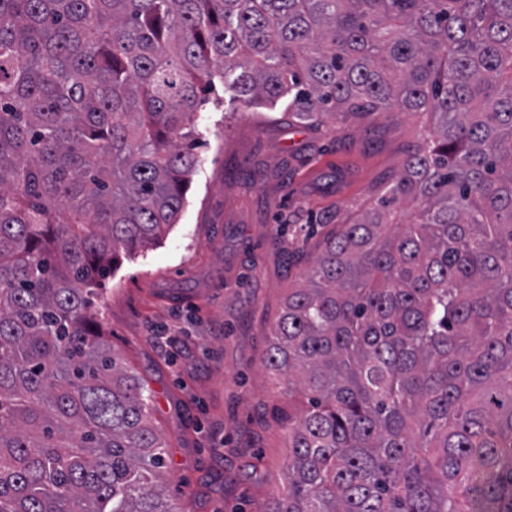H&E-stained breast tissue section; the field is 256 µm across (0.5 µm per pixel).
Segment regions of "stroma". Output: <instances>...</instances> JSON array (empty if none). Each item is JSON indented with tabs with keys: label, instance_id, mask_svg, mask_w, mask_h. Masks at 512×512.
Masks as SVG:
<instances>
[{
	"label": "stroma",
	"instance_id": "obj_1",
	"mask_svg": "<svg viewBox=\"0 0 512 512\" xmlns=\"http://www.w3.org/2000/svg\"><path fill=\"white\" fill-rule=\"evenodd\" d=\"M425 113L299 124L216 80L194 116L177 224L115 270L97 302L113 348L153 394L167 495L182 512H256L287 482L288 398L263 363L289 288L331 229L376 207Z\"/></svg>",
	"mask_w": 512,
	"mask_h": 512
}]
</instances>
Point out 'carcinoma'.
<instances>
[{
    "label": "carcinoma",
    "mask_w": 512,
    "mask_h": 512,
    "mask_svg": "<svg viewBox=\"0 0 512 512\" xmlns=\"http://www.w3.org/2000/svg\"><path fill=\"white\" fill-rule=\"evenodd\" d=\"M217 75L300 124L437 118L288 291L259 512H512V0H0V512H179L93 296L177 223Z\"/></svg>",
    "instance_id": "carcinoma-1"
}]
</instances>
